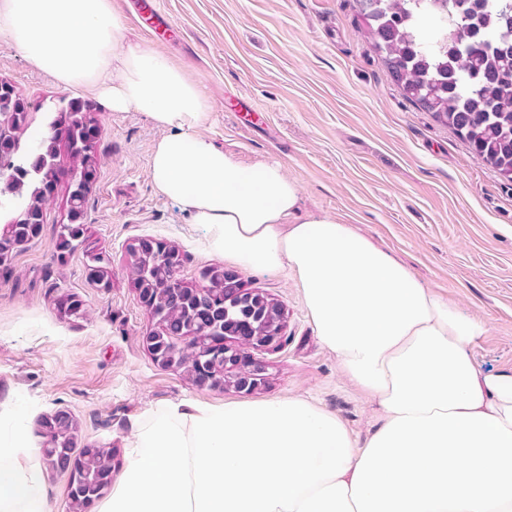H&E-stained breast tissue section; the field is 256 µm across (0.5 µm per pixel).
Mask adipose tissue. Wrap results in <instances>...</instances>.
<instances>
[{
    "label": "adipose tissue",
    "instance_id": "obj_1",
    "mask_svg": "<svg viewBox=\"0 0 512 512\" xmlns=\"http://www.w3.org/2000/svg\"><path fill=\"white\" fill-rule=\"evenodd\" d=\"M111 0H0V36L63 85L148 113L156 190L238 266L287 271L321 343L376 404L357 442L300 398L180 402L137 425L112 495L93 512H512V375L470 351L487 332L352 225L301 215L276 161L240 163L202 133L212 104ZM24 432L0 439V512H47Z\"/></svg>",
    "mask_w": 512,
    "mask_h": 512
}]
</instances>
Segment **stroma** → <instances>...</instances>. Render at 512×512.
I'll return each instance as SVG.
<instances>
[{
	"label": "stroma",
	"mask_w": 512,
	"mask_h": 512,
	"mask_svg": "<svg viewBox=\"0 0 512 512\" xmlns=\"http://www.w3.org/2000/svg\"><path fill=\"white\" fill-rule=\"evenodd\" d=\"M141 0H112L127 37L154 45L193 80L214 112L204 134L245 163L275 159L301 188L304 209L352 224L427 286L487 325L472 349L482 371L512 374V182L482 163L454 130L404 98L364 36L353 0H155L171 25L136 27ZM46 107L67 96L89 103L100 126L97 172L87 196L92 241L111 257L112 287L90 281L86 260L53 257L66 183L43 207L38 239L15 248L0 274V427L34 435L39 420L69 411L79 444L125 448L136 425L180 401L221 404L302 397L336 414L357 440L378 426L376 409L341 374L302 292L284 272L237 267L209 253L205 232L155 189L150 160L161 135L147 113L113 112L86 86L61 85L0 38V80ZM150 237L176 247L181 276L237 272L245 288L280 302L278 347L255 350L259 389L200 387L152 359L153 328L128 278L127 246ZM87 306L73 321L57 295Z\"/></svg>",
	"instance_id": "1"
}]
</instances>
